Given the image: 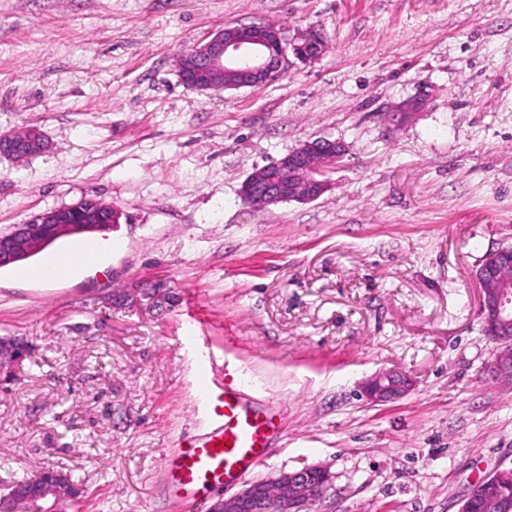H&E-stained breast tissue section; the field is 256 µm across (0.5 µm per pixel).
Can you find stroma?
<instances>
[{"instance_id":"stroma-1","label":"stroma","mask_w":512,"mask_h":512,"mask_svg":"<svg viewBox=\"0 0 512 512\" xmlns=\"http://www.w3.org/2000/svg\"><path fill=\"white\" fill-rule=\"evenodd\" d=\"M250 24L326 47L261 88L181 84L179 56ZM29 127L51 148L0 155V232L84 196L122 217L46 248L100 242L79 272L0 268V336L32 346L0 383V495L52 467L78 512H209L235 487L171 497L164 467L208 428L210 362L283 419L254 479L329 466L320 512H458L512 467L477 279L512 246V0H0V134ZM317 137L346 146L321 197L241 199ZM150 282L172 307L140 304ZM383 370L412 388L370 403Z\"/></svg>"}]
</instances>
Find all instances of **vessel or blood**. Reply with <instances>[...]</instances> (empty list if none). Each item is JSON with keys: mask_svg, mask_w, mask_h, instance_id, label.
<instances>
[{"mask_svg": "<svg viewBox=\"0 0 512 512\" xmlns=\"http://www.w3.org/2000/svg\"><path fill=\"white\" fill-rule=\"evenodd\" d=\"M200 398L215 427L185 440L166 462V486L178 497L247 476L264 462L282 431L279 413L252 406L239 387L225 388L208 377L201 384Z\"/></svg>", "mask_w": 512, "mask_h": 512, "instance_id": "obj_1", "label": "vessel or blood"}]
</instances>
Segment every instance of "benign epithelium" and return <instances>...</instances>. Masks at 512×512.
I'll return each mask as SVG.
<instances>
[{"label": "benign epithelium", "instance_id": "obj_1", "mask_svg": "<svg viewBox=\"0 0 512 512\" xmlns=\"http://www.w3.org/2000/svg\"><path fill=\"white\" fill-rule=\"evenodd\" d=\"M322 33L308 27L291 36L284 28L261 25H227L213 32L185 55L175 60V68L185 87L197 92L214 88L239 90L259 88L279 79L297 63L307 64L322 54ZM48 143L41 132L31 127L9 136H0V152L22 159L46 152ZM345 148L338 141L314 139L261 167L267 176L243 184V195L252 203L274 205L281 202H310L330 186L328 169L338 164ZM120 215L110 203L95 198L32 215L5 234L0 233V265L26 260L56 240L96 232L103 221ZM482 285L480 314L484 333L497 346L494 372L512 378V329L501 324L512 315L508 293L487 287L489 276L478 272ZM145 306L156 308L171 298L166 288H146ZM25 356L18 342H0V366L15 368ZM410 378L394 372H381L361 386L365 399L373 404L395 401L408 394ZM505 469L472 485L461 501L459 512H472L474 504L494 500L497 512H512V498L498 494V481ZM334 475L323 465H307L292 471L249 483L229 497L217 499L210 512H315L333 486ZM66 482L50 480L39 496L40 512H58L59 505L71 498Z\"/></svg>", "mask_w": 512, "mask_h": 512}]
</instances>
